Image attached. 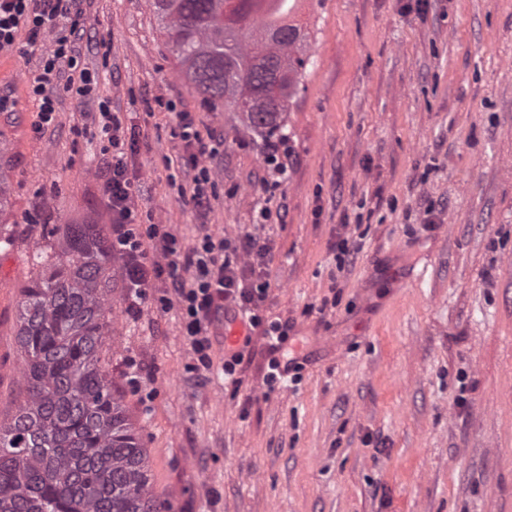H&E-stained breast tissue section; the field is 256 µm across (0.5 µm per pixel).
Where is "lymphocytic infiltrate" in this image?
Returning a JSON list of instances; mask_svg holds the SVG:
<instances>
[{"mask_svg":"<svg viewBox=\"0 0 512 512\" xmlns=\"http://www.w3.org/2000/svg\"><path fill=\"white\" fill-rule=\"evenodd\" d=\"M79 0H0V51L35 56L39 69L29 82L28 94L37 103L35 134H42L57 119L53 91L64 88L82 100L94 97L96 73L80 67L78 42L85 31ZM111 147L101 163V180L112 211L111 249L122 261L128 290V313L139 315L158 280L170 278V296L161 307L177 305L183 334L194 356V371L213 369L210 329L220 322L242 321L247 330L262 329L272 356L267 383L287 378L291 365L280 358L289 339L288 323L269 320L265 302L270 289L267 264L272 240L252 233L217 236L201 229L184 242L163 224L144 225L135 204L136 187L129 175L124 149L137 133L117 113L101 108L94 117ZM177 135L183 143L181 161L191 179L179 186L181 199L197 211L208 208L215 187L214 163L224 151V139L201 134L194 113L176 115Z\"/></svg>","mask_w":512,"mask_h":512,"instance_id":"1","label":"lymphocytic infiltrate"}]
</instances>
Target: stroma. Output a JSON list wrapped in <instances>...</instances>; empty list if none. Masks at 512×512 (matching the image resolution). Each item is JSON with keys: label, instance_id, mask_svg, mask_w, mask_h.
Returning <instances> with one entry per match:
<instances>
[{"label": "stroma", "instance_id": "obj_1", "mask_svg": "<svg viewBox=\"0 0 512 512\" xmlns=\"http://www.w3.org/2000/svg\"><path fill=\"white\" fill-rule=\"evenodd\" d=\"M97 95H58L34 136L37 58L0 53V167L14 238L0 250V419L25 399L17 341L29 256L46 224L110 232L94 121L107 103L141 216L192 241L267 225L268 319L287 321L301 380L268 390L253 332L240 386L190 371L177 307L127 312L112 291L100 357L141 427L168 512H512V0H297L311 60L286 114L288 176L267 139L203 104L151 0H83ZM224 137L206 219L178 195L175 114ZM349 236L352 263L336 264ZM427 268L424 281L411 274ZM140 367L131 375L130 363ZM286 139L281 138L279 143H272L263 158V167L266 175L272 178H280L281 175L286 174L287 165L282 160L281 152L284 151L283 156L287 157Z\"/></svg>", "mask_w": 512, "mask_h": 512}]
</instances>
